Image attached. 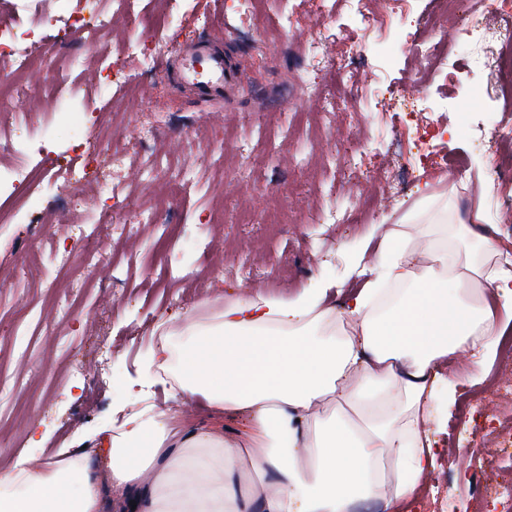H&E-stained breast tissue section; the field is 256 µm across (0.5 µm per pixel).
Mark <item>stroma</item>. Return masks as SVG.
Masks as SVG:
<instances>
[{"label":"stroma","instance_id":"obj_1","mask_svg":"<svg viewBox=\"0 0 512 512\" xmlns=\"http://www.w3.org/2000/svg\"><path fill=\"white\" fill-rule=\"evenodd\" d=\"M330 2L321 22L314 0H276L288 25L272 40L258 34L274 26L273 16L240 29L243 0H192L172 47L161 50L131 17L113 19L105 39L92 41L97 0H71L79 25L37 29L31 83L52 77L60 52L79 50L87 63L74 81L87 94L59 104L32 90L9 102L16 120L4 136L10 148L0 152V186L33 169L44 179L14 222L0 224V382L22 391L0 399L11 434L0 463L56 460L74 436L93 439L145 396L167 407L166 385L147 395L138 384L162 322L212 315L255 289L288 294L319 283L336 304V285H358L339 244L364 239L376 249L370 225H448L462 211L512 251V182L487 176L512 167L496 139L512 125V106L496 96L503 75L475 67L472 46L458 40L434 74L418 73L416 46L428 37L424 23L437 0H405L398 13L375 0L369 24L352 0ZM210 15L220 24L203 28ZM136 41L155 48L153 72L129 53ZM201 43L224 56L223 95L202 93L186 75L188 52ZM116 65L132 84L122 97L108 80ZM302 67L314 95L297 86ZM112 140L127 149L113 184L156 220L143 225L119 213L120 223L140 229L113 240L108 264L60 271L55 254L73 249L79 231H96V212L113 203L109 191L85 189L101 175L88 153ZM159 157L188 179L186 195L172 196L149 174ZM448 157L467 164L449 171ZM389 176L405 179V189L389 187ZM33 252L42 257L39 277L20 275ZM47 280L79 298L67 321L56 316ZM510 380L512 354L503 351L484 385L463 391L447 421L432 426L446 454L428 478L435 494L424 512H443L445 497L454 512H494L512 495V450L500 437L512 427V396L503 389ZM476 474L481 495L469 490Z\"/></svg>","mask_w":512,"mask_h":512}]
</instances>
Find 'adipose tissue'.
<instances>
[{
    "label": "adipose tissue",
    "instance_id": "ef3b65f1",
    "mask_svg": "<svg viewBox=\"0 0 512 512\" xmlns=\"http://www.w3.org/2000/svg\"><path fill=\"white\" fill-rule=\"evenodd\" d=\"M488 232L439 225L358 253L342 306L314 285L253 292L162 333L142 361L174 402L101 429L96 457L0 466V512H410L436 465L428 426L480 384L512 323V266ZM471 354L474 367L448 362ZM220 416L243 420L228 436Z\"/></svg>",
    "mask_w": 512,
    "mask_h": 512
}]
</instances>
